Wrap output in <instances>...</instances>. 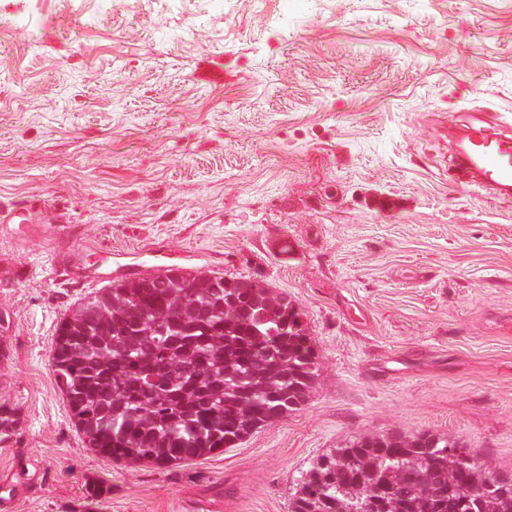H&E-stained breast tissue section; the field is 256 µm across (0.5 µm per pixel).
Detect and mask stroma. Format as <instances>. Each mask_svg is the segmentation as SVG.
<instances>
[{
	"label": "stroma",
	"mask_w": 512,
	"mask_h": 512,
	"mask_svg": "<svg viewBox=\"0 0 512 512\" xmlns=\"http://www.w3.org/2000/svg\"><path fill=\"white\" fill-rule=\"evenodd\" d=\"M479 110L512 116V0H0V206H46L0 224L9 512H289L360 434L512 475V200L454 163ZM154 247L288 296L318 362L299 410L164 468L88 448L52 369L102 257Z\"/></svg>",
	"instance_id": "obj_1"
}]
</instances>
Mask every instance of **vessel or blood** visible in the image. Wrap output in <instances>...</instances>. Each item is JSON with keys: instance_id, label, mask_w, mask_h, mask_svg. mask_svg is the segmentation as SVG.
<instances>
[{"instance_id": "b4317fda", "label": "vessel or blood", "mask_w": 512, "mask_h": 512, "mask_svg": "<svg viewBox=\"0 0 512 512\" xmlns=\"http://www.w3.org/2000/svg\"><path fill=\"white\" fill-rule=\"evenodd\" d=\"M459 172L470 176L474 185L486 190L489 196L502 197L512 188V135L492 134L482 121L470 124L466 149L457 159ZM37 209L36 202L21 207L0 209L1 224H29Z\"/></svg>"}]
</instances>
